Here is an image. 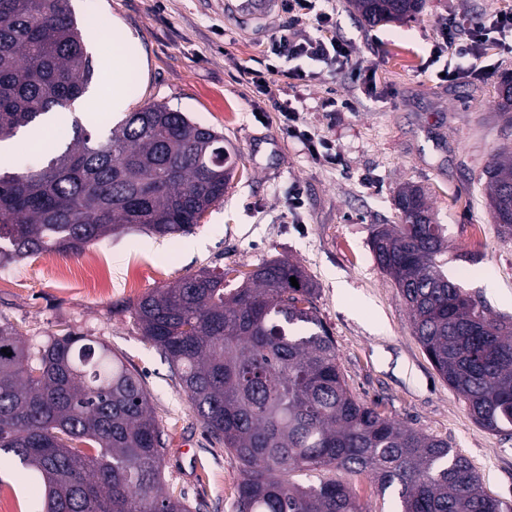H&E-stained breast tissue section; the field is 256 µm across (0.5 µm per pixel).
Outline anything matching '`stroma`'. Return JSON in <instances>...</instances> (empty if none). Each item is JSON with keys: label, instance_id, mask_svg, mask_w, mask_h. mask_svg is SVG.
<instances>
[{"label": "stroma", "instance_id": "obj_1", "mask_svg": "<svg viewBox=\"0 0 512 512\" xmlns=\"http://www.w3.org/2000/svg\"><path fill=\"white\" fill-rule=\"evenodd\" d=\"M98 75L82 106L97 102L105 60L121 30L136 49V92L126 110L153 103L222 132L234 148V176L223 202L194 230L170 239L125 232L91 244L62 264L79 280L48 274L41 256L0 268V322L25 342L73 333L109 345L143 373L162 432L161 494L191 512H236L241 466L207 436L167 361L139 330L133 307L144 295L187 273L230 270V285L264 261L286 258L312 280L315 312L336 344L353 394L382 416L447 441L481 478L484 490L512 505V433L482 428L467 404L438 375L413 333L393 279L378 266L373 234L396 224L398 191L421 187L442 224L449 278L491 317L512 321V236L500 234L485 190L486 167L512 150V113L500 110L497 86L512 74V51L488 47L477 60L454 52L435 57L445 22L512 13V0H426L413 19L370 26L349 0H324L335 35L350 45L347 65L283 60L271 80L277 101L292 103L315 137L327 139L339 162L319 163L288 136L272 103L252 91L247 69L266 70V42L295 25L312 35V17L281 12L257 29L224 11V0H71ZM476 75L441 81L443 66ZM307 72L306 81L288 71ZM276 101V102H277ZM72 137L71 124L47 127L40 142H17L6 160L35 166ZM301 206L292 209V196ZM343 478L367 512H395L397 489L379 490L368 474L321 471L303 484ZM41 477L14 463L0 465V500L10 512H41Z\"/></svg>", "mask_w": 512, "mask_h": 512}]
</instances>
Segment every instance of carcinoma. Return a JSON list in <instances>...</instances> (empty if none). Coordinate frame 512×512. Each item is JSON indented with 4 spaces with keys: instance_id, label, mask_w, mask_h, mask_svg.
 Returning <instances> with one entry per match:
<instances>
[{
    "instance_id": "obj_1",
    "label": "carcinoma",
    "mask_w": 512,
    "mask_h": 512,
    "mask_svg": "<svg viewBox=\"0 0 512 512\" xmlns=\"http://www.w3.org/2000/svg\"><path fill=\"white\" fill-rule=\"evenodd\" d=\"M371 25L410 18L425 0H350ZM96 76L70 0H0V143L84 98ZM224 135L154 103L107 131L74 120L73 142L39 167L0 165V266L47 251L79 254L137 227L177 238L224 200ZM500 230L512 236V152L487 167ZM400 224L377 230L375 259L409 306L414 333L475 421L512 429V327L448 279L421 191L398 194ZM296 278L299 287L291 285ZM313 288L287 259L230 291L202 270L141 298L143 335L167 359L202 425L239 461L237 512H365L341 480L294 472L369 471L398 490L400 512H512L482 489L448 442L403 427L349 390ZM0 453L36 471L44 512H190L162 498L161 432L140 374L104 344L50 336L37 350L0 323Z\"/></svg>"
}]
</instances>
